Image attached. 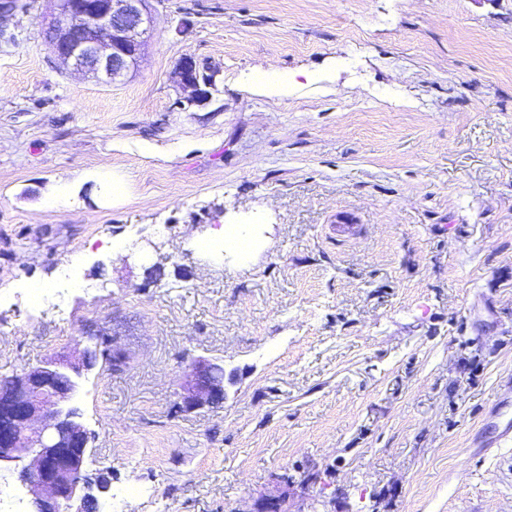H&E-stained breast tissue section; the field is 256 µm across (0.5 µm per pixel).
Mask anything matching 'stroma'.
Here are the masks:
<instances>
[{
    "instance_id": "1",
    "label": "stroma",
    "mask_w": 512,
    "mask_h": 512,
    "mask_svg": "<svg viewBox=\"0 0 512 512\" xmlns=\"http://www.w3.org/2000/svg\"><path fill=\"white\" fill-rule=\"evenodd\" d=\"M30 3L0 21V379L112 337L76 405L117 512H512V436L478 443L512 421V0H154L113 84ZM187 53L216 89L181 110ZM224 224L255 248L202 250ZM199 360L237 381L184 411Z\"/></svg>"
}]
</instances>
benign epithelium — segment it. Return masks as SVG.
<instances>
[{
    "instance_id": "7a95c632",
    "label": "benign epithelium",
    "mask_w": 512,
    "mask_h": 512,
    "mask_svg": "<svg viewBox=\"0 0 512 512\" xmlns=\"http://www.w3.org/2000/svg\"><path fill=\"white\" fill-rule=\"evenodd\" d=\"M50 23L41 29L56 59L116 81L137 62L154 18L149 0H52ZM185 109L210 97L213 71L193 56L176 66ZM112 339L98 335L78 362L50 359L0 389V472L11 471L30 487L31 512H101L108 488L87 472L89 435L73 406L82 377ZM224 368L200 361L181 384L186 411L223 402Z\"/></svg>"
}]
</instances>
